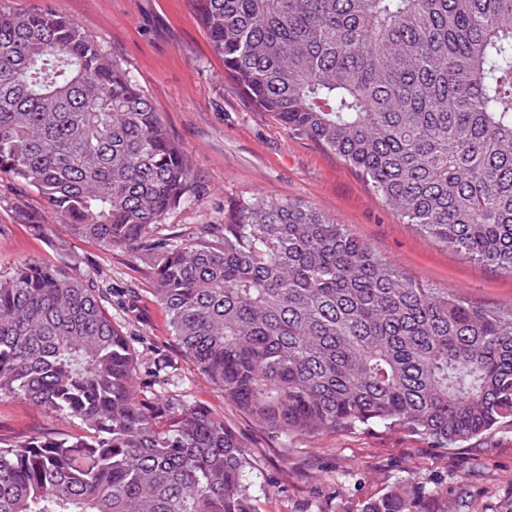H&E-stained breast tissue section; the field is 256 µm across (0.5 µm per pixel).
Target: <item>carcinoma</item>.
Here are the masks:
<instances>
[{
    "instance_id": "cac0c4a2",
    "label": "carcinoma",
    "mask_w": 512,
    "mask_h": 512,
    "mask_svg": "<svg viewBox=\"0 0 512 512\" xmlns=\"http://www.w3.org/2000/svg\"><path fill=\"white\" fill-rule=\"evenodd\" d=\"M236 88L405 223L512 272V0H188ZM0 173L79 237L134 250L181 353L273 434L399 428L450 447L512 422V311L403 278L330 216L254 197L173 244L192 167L67 16L0 2ZM139 355L79 276L0 278V399L78 423L0 444V512H255L244 444ZM362 512H441L393 488Z\"/></svg>"
}]
</instances>
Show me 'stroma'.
<instances>
[{"mask_svg": "<svg viewBox=\"0 0 512 512\" xmlns=\"http://www.w3.org/2000/svg\"><path fill=\"white\" fill-rule=\"evenodd\" d=\"M75 20L119 60L151 100L195 174L186 202L156 229L178 242L256 196L301 202L346 225L407 280L448 288L469 304L512 310V273L463 255L404 223L348 164L258 111L224 73V63L187 0H8ZM46 261L102 292L113 323L137 349L141 395H183L223 417L250 462L256 512H361L399 484L442 496L445 512H512V424L448 448L381 426L284 438L224 399L180 353L155 298L149 268L125 249L76 236L36 190L0 173V275ZM163 366L164 378L155 375ZM21 397L0 401V442L74 432Z\"/></svg>", "mask_w": 512, "mask_h": 512, "instance_id": "stroma-1", "label": "stroma"}]
</instances>
